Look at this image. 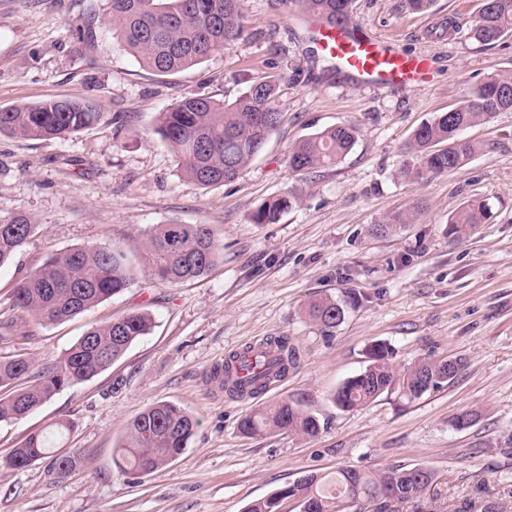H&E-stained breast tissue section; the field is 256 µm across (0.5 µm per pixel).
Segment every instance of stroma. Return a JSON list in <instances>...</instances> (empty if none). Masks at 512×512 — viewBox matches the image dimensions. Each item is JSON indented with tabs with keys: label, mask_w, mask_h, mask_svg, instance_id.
Wrapping results in <instances>:
<instances>
[{
	"label": "stroma",
	"mask_w": 512,
	"mask_h": 512,
	"mask_svg": "<svg viewBox=\"0 0 512 512\" xmlns=\"http://www.w3.org/2000/svg\"><path fill=\"white\" fill-rule=\"evenodd\" d=\"M480 0H435L424 13L407 0H354L353 21L406 54L432 59L428 83L412 90L350 85L318 52L290 0H246L243 34L205 62L155 75L113 36L99 12L92 39L82 0H0V110L53 99L93 100L99 124L63 139L0 136V216L24 212L37 229L0 267V311L14 283L52 255L78 246L125 251L128 288L58 326L21 317L0 358H60L93 324L135 309L155 326L111 367L67 387L23 420L0 423V456L32 432L65 418L69 448L84 460L59 477L48 461L0 467V512H246L248 506L316 472L342 465L381 469L421 464L436 474L420 500L400 512H448L466 496L497 495L512 478V112L467 129L483 150L462 168L414 181L401 175L422 123L463 100L486 77L512 72V36L484 46L447 34L468 27ZM283 74L282 122L264 149L228 184L202 187L181 175L157 131L160 112L182 93L234 99L270 70ZM341 123L358 128L336 166L297 173L291 147ZM296 189L299 205L277 223L256 208ZM490 218L456 237L448 223L467 201ZM425 201L414 223L372 234L390 214ZM210 225L224 259L207 275L167 284L151 276L142 245L158 224ZM355 297L326 336L307 304ZM290 337L299 363L264 394L239 399L213 379L233 351ZM385 342L398 368L460 357L448 386L408 399L399 390L350 411L331 397L365 369L371 344ZM293 399L328 424L318 436L240 432L246 415ZM168 401L199 420L188 448L139 477L119 471L113 450L128 422ZM474 414L460 429L454 419Z\"/></svg>",
	"instance_id": "obj_1"
}]
</instances>
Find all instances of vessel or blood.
<instances>
[{
    "label": "vessel or blood",
    "mask_w": 512,
    "mask_h": 512,
    "mask_svg": "<svg viewBox=\"0 0 512 512\" xmlns=\"http://www.w3.org/2000/svg\"><path fill=\"white\" fill-rule=\"evenodd\" d=\"M318 46L357 86L372 84L408 90L427 82L432 69L428 55L394 52L387 40L353 22L321 25Z\"/></svg>",
    "instance_id": "b4317fda"
}]
</instances>
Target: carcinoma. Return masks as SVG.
<instances>
[{"label":"carcinoma","instance_id":"carcinoma-1","mask_svg":"<svg viewBox=\"0 0 512 512\" xmlns=\"http://www.w3.org/2000/svg\"><path fill=\"white\" fill-rule=\"evenodd\" d=\"M244 0H108L112 31L139 63L159 76H174L201 64L243 33ZM307 17L324 15L337 23L351 20L352 0H295ZM475 40L492 45L512 35V0H482L470 29ZM283 75L269 72L247 86L232 101L186 93L160 115L158 132L175 153L181 172L204 187L229 183L256 157L281 120L277 98ZM512 110V73H496L477 85L455 108L420 125L409 142L414 162L402 174L416 180L463 167L480 146L462 132L497 112ZM101 113L88 101L53 100L0 110V135L31 140L64 138L99 123ZM358 129L340 124L300 140L289 151L295 172H316L336 166L353 148ZM300 200L287 191L263 202L252 219L273 224L281 213ZM424 209L418 202L414 212ZM412 212V213H414ZM412 213H399L375 229L390 233L413 221ZM488 219L480 200L473 199L450 220L448 232L464 235ZM37 224L23 212L0 216V267L35 232ZM145 261L155 279L177 284L200 278L221 260L223 246L206 224H157L148 235ZM130 284L125 255L107 247H75L52 255L44 265L12 288V309L50 326L121 293ZM309 318L330 336L344 320V305L331 297L310 304ZM153 322L146 310H136L104 324H93L57 361L41 364L29 357L0 359V423L16 422L45 404L58 391L87 380L109 368ZM266 345L276 349V371L250 377V385L231 381V364L239 352L224 361L222 385L232 396L262 392L267 384L295 367L298 354L290 338L274 336ZM366 368L348 378L333 394L342 410L366 405L394 388L417 399L452 382L463 366L458 357L420 360L402 371L393 363L390 347L375 343L369 348ZM74 424L60 419L47 431L29 435L9 454L10 468L22 469L38 460L64 477L77 468L81 451L53 450V440L73 431ZM198 420L186 409L167 401L156 402L130 420L122 444L113 449L117 467L129 475L148 474L175 461L196 434ZM324 428L318 416L295 400L283 399L252 412L239 422L246 435L288 430L309 437ZM435 478L424 465H395L381 471L343 466L334 475L302 477L275 494L252 503L246 512H280L291 499L298 508L313 512H399L400 505L416 501ZM501 498L464 499L448 512H506Z\"/></svg>","mask_w":512,"mask_h":512}]
</instances>
